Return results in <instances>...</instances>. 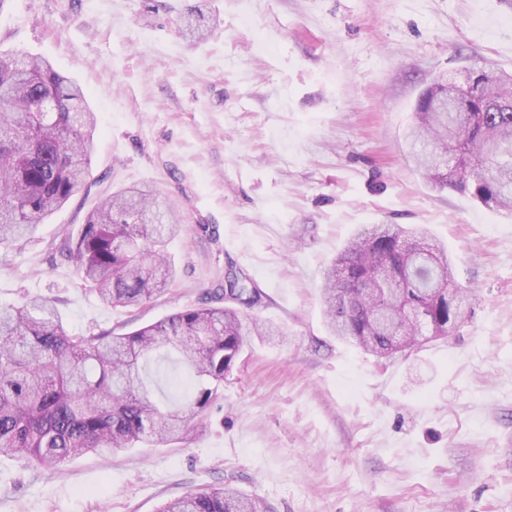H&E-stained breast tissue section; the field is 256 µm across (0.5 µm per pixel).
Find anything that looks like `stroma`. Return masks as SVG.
<instances>
[{"label":"stroma","instance_id":"stroma-1","mask_svg":"<svg viewBox=\"0 0 512 512\" xmlns=\"http://www.w3.org/2000/svg\"><path fill=\"white\" fill-rule=\"evenodd\" d=\"M48 59L97 116L88 195L0 250V305L52 300L122 334L261 292L207 428L59 473L0 456V512H156L232 483L269 512H512V216L432 186L416 101L458 70L512 72V0H9L0 51ZM148 184L181 216L176 276L109 308L60 252L101 195ZM422 224L475 299L450 337L378 358L329 335L319 288L355 233ZM221 291L222 293L216 290L210 300L218 302L229 298L240 305L246 306V308H253L261 298L259 289L252 284L250 278L246 277L244 273L228 279L227 288L224 286Z\"/></svg>","mask_w":512,"mask_h":512}]
</instances>
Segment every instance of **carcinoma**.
<instances>
[{"label": "carcinoma", "mask_w": 512, "mask_h": 512, "mask_svg": "<svg viewBox=\"0 0 512 512\" xmlns=\"http://www.w3.org/2000/svg\"><path fill=\"white\" fill-rule=\"evenodd\" d=\"M442 94L462 111H439ZM416 116L407 139L423 176L512 212V74L467 70L460 86L438 80ZM95 128L80 87L48 60L0 53L1 249L89 194ZM182 230L150 186L128 187L101 197L62 250L104 305L140 306L173 279L167 246ZM450 283L448 250L426 228L377 224L325 272L328 329L378 356L413 351L450 336L463 317L471 291ZM227 298L252 308L261 292L242 273L210 300ZM267 333L257 317L228 306L182 310L118 336L69 333L45 299L0 306V455L59 472L86 454L181 443L205 430L224 376L250 338ZM160 350L176 354L189 375L187 396L172 407L147 381ZM157 512H261V503L222 486L190 491Z\"/></svg>", "instance_id": "1"}]
</instances>
